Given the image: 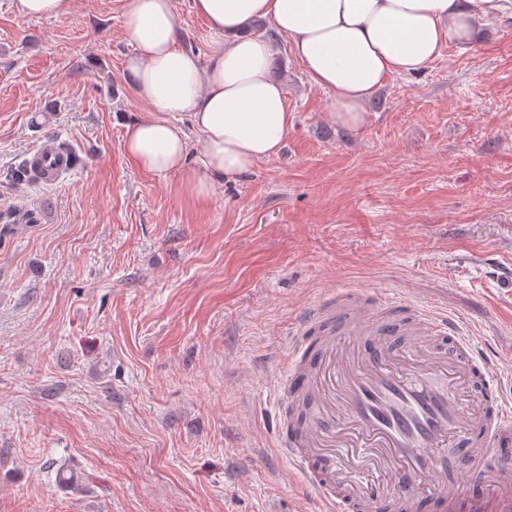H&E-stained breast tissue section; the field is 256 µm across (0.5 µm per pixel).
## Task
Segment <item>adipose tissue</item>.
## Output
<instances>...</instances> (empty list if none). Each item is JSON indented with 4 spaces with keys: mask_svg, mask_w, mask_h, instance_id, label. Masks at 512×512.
Returning a JSON list of instances; mask_svg holds the SVG:
<instances>
[{
    "mask_svg": "<svg viewBox=\"0 0 512 512\" xmlns=\"http://www.w3.org/2000/svg\"><path fill=\"white\" fill-rule=\"evenodd\" d=\"M214 43L207 60L179 46L175 0H122L133 48L125 69L148 116L128 126L124 150L140 168L180 174L205 197L282 150L294 115L271 42L251 31L270 21L312 84L331 92L330 122L360 127L375 93L415 74L443 46H466L478 22L512 12V0H191ZM188 117L189 127L177 125ZM200 136L191 149L190 132Z\"/></svg>",
    "mask_w": 512,
    "mask_h": 512,
    "instance_id": "ef3b65f1",
    "label": "adipose tissue"
}]
</instances>
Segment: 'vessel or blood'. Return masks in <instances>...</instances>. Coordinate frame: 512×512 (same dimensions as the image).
I'll return each mask as SVG.
<instances>
[{
  "mask_svg": "<svg viewBox=\"0 0 512 512\" xmlns=\"http://www.w3.org/2000/svg\"><path fill=\"white\" fill-rule=\"evenodd\" d=\"M35 157L72 169L54 140ZM276 442L315 512H512V395L460 321L345 292L292 324Z\"/></svg>",
  "mask_w": 512,
  "mask_h": 512,
  "instance_id": "vessel-or-blood-1",
  "label": "vessel or blood"
}]
</instances>
